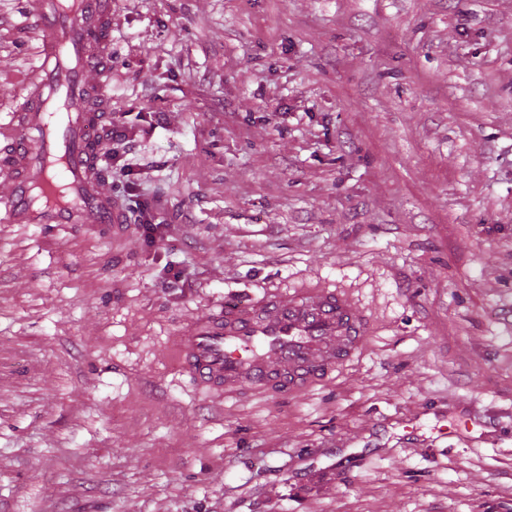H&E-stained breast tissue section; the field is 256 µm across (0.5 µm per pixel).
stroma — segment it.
I'll return each instance as SVG.
<instances>
[{"label":"stroma","mask_w":512,"mask_h":512,"mask_svg":"<svg viewBox=\"0 0 512 512\" xmlns=\"http://www.w3.org/2000/svg\"><path fill=\"white\" fill-rule=\"evenodd\" d=\"M35 44L0 0L2 119ZM108 94L164 224L0 221V512H512V0H112ZM316 285L371 324L318 385L180 373Z\"/></svg>","instance_id":"stroma-1"}]
</instances>
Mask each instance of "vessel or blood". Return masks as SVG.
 Segmentation results:
<instances>
[{
	"label": "vessel or blood",
	"instance_id": "b4317fda",
	"mask_svg": "<svg viewBox=\"0 0 512 512\" xmlns=\"http://www.w3.org/2000/svg\"><path fill=\"white\" fill-rule=\"evenodd\" d=\"M36 64L11 116L0 177L11 224H114L125 216L100 190L95 132L112 71V0H25ZM367 318L344 291L300 288L225 304L182 328L180 371L210 394L244 386L296 391L328 378L364 348Z\"/></svg>",
	"mask_w": 512,
	"mask_h": 512
}]
</instances>
